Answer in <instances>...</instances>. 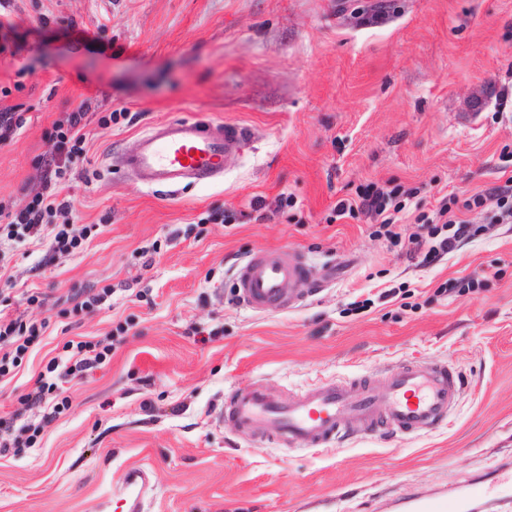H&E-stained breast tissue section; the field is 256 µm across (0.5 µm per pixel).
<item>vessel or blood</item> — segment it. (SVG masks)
<instances>
[{"instance_id": "vessel-or-blood-1", "label": "vessel or blood", "mask_w": 512, "mask_h": 512, "mask_svg": "<svg viewBox=\"0 0 512 512\" xmlns=\"http://www.w3.org/2000/svg\"><path fill=\"white\" fill-rule=\"evenodd\" d=\"M247 139L245 128L207 120H169L141 135L137 149L120 166L148 187H178L223 177L231 153ZM313 277L301 254L287 248H260L235 274L239 300L256 313L295 307L298 291ZM463 378L445 364H401L389 370L382 389L346 380L312 387L283 402L263 386L233 390L225 416L243 432L295 447H322L370 434L416 435L441 425L454 409ZM149 473L136 466L125 474L122 512H143ZM512 498V473L472 483L463 494H428L411 512H468L471 504Z\"/></svg>"}]
</instances>
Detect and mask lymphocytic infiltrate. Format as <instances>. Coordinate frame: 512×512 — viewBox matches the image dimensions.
<instances>
[{
	"label": "lymphocytic infiltrate",
	"instance_id": "f902f5d3",
	"mask_svg": "<svg viewBox=\"0 0 512 512\" xmlns=\"http://www.w3.org/2000/svg\"><path fill=\"white\" fill-rule=\"evenodd\" d=\"M87 103H80L64 119L55 122L49 134L52 150L42 159L43 187L20 209L0 202V229L8 237L18 231L41 236L52 229L54 250L73 254L91 234V226L75 228V209L71 200L59 198L57 188L69 179L74 166L85 160L88 119ZM414 189L396 184L381 187L368 184L358 192L356 199H341L332 212L335 216L366 214L377 218V233L392 245H404L410 257L431 262L448 255L457 248L468 230L465 220L453 211L455 197H443L438 207L417 217V232L402 236L396 230V214L401 201L413 197ZM50 328L49 321L30 322L23 317L0 318V380L14 377L25 356L35 352ZM114 339L70 340L64 343L63 355L52 357L35 377L30 390L21 395L23 409H42L40 424H16L14 419L0 417V456L36 448L45 424L57 419L69 407L68 398L60 397L59 383L69 377L82 375L88 369L105 364L112 357Z\"/></svg>",
	"mask_w": 512,
	"mask_h": 512
}]
</instances>
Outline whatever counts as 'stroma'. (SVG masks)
Listing matches in <instances>:
<instances>
[{
  "instance_id": "35a3bbf8",
  "label": "stroma",
  "mask_w": 512,
  "mask_h": 512,
  "mask_svg": "<svg viewBox=\"0 0 512 512\" xmlns=\"http://www.w3.org/2000/svg\"><path fill=\"white\" fill-rule=\"evenodd\" d=\"M360 2L14 0L0 16V111L25 107L0 144V201L20 208L40 190L47 133L84 101L89 152L65 192L94 227L71 255L47 234L0 241L13 277L0 280V312L52 327L0 383V415L65 341L132 324L108 363L65 383L70 408L36 451L0 457V512H115L104 495L138 465L156 485L147 512L312 500L408 512L424 492L460 493L512 464V223H493L487 201L469 215L480 233L422 266L371 219L331 217L372 182L417 188L397 215L411 224L443 196L462 203L512 177V0ZM112 112L135 119L99 126ZM182 118L247 129L223 178L171 191L109 167L147 127ZM284 192L294 208H281ZM260 247L299 250L319 292L283 312L243 306L233 270ZM471 276L486 290L438 294ZM106 286L112 297L63 330L71 290ZM407 362L462 371L450 425L300 451L221 418L233 388L261 382L288 399Z\"/></svg>"
}]
</instances>
